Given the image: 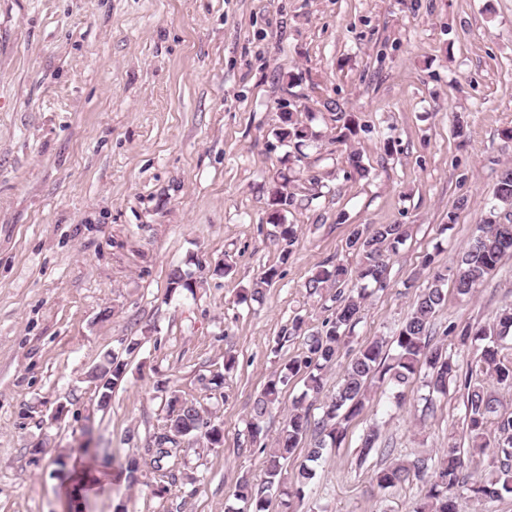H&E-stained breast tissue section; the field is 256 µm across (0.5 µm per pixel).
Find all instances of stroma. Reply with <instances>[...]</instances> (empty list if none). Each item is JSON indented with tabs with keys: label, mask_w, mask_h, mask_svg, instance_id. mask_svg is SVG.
I'll use <instances>...</instances> for the list:
<instances>
[{
	"label": "stroma",
	"mask_w": 512,
	"mask_h": 512,
	"mask_svg": "<svg viewBox=\"0 0 512 512\" xmlns=\"http://www.w3.org/2000/svg\"><path fill=\"white\" fill-rule=\"evenodd\" d=\"M327 100L356 136L340 138ZM288 111L310 139L279 141ZM510 165L512 0H0V512H227L289 408L321 417L343 372L317 395L294 380L251 433L254 399L302 347L279 343L282 327L300 315L317 329L334 310L307 280L357 266L355 229L405 225L349 341L392 336L427 284L425 255L451 264ZM285 178L290 247L269 219ZM176 268L196 288H171ZM511 304L508 255L435 325H487ZM128 346L99 407L88 374ZM173 393L223 423V447L190 444L162 495L150 467L132 485L104 474L105 455L144 459ZM428 394L421 373L400 391L375 383L304 498L269 512H412L420 482L382 490L374 472L462 443L459 392L431 414ZM373 427L391 453L359 461Z\"/></svg>",
	"instance_id": "35a3bbf8"
}]
</instances>
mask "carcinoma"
Instances as JSON below:
<instances>
[{"mask_svg": "<svg viewBox=\"0 0 512 512\" xmlns=\"http://www.w3.org/2000/svg\"><path fill=\"white\" fill-rule=\"evenodd\" d=\"M282 142L305 139L308 130L292 119L289 112L282 113V125L276 132ZM494 198L498 206L489 210L483 224L471 238L467 248L449 268L435 265L434 256L425 259L429 268V283L415 296L412 310L397 334L388 341L375 338L352 351L337 383L336 392L324 406L320 418H312L309 408L297 404L288 413L271 448L262 447L263 479L256 483L247 476L236 485L234 498L241 506L229 512H268L272 495L280 491L285 482L283 469L288 458L309 442L307 458L317 461L327 445L337 446L346 436L345 425L361 414L369 400V388L375 378H388L395 386L407 384L421 370H427L429 392L445 395L450 383L462 387L465 433L468 447L452 446L438 460L418 457L410 463L390 464L374 473V480L382 489L395 488L410 477L422 482L420 497L412 512H457L455 491L464 488L480 499L497 500L512 496V411L501 409L495 392L485 382L490 378L500 385L512 386V363L502 355V341L512 336V308H505L490 327L475 329L469 325H448L443 335L452 336L460 345L482 342L480 353L461 371L459 363L444 347L434 343L435 315L445 306L448 279L462 276L453 285L460 296H471L495 270L503 256L512 253V221L501 222L498 209L512 208V167H506L497 181ZM292 195L288 181H283L272 193L270 220L279 224ZM407 237L402 224H377L356 229L348 238L347 249L359 257V267L351 270L343 263L317 271L306 283L309 294H319L325 288H336V309L332 318L321 328L309 333L305 320L295 317L282 328L278 340L288 342L303 338V350L291 358L282 370L273 374L252 407L250 427L272 414L280 403L283 390L297 378L304 379L307 390L316 394L323 389V372L330 368L345 347V331L359 320L361 303L366 297L369 282L377 288L387 286L390 256ZM395 344L396 354L387 353L388 344ZM135 345L121 352L106 354L97 370L112 373V386L123 379L127 361ZM198 436L206 446L217 447L222 442L220 423L206 414L197 403L187 397L173 395L168 401L166 423L154 439V447L146 449L149 464L158 472L159 482L172 476L184 449L177 439ZM379 434L371 429L361 437L360 459L369 456H387L390 448L376 447ZM489 457L487 474L470 478L465 471L467 462L475 457ZM313 468L303 465L293 474L290 497L301 496L314 478Z\"/></svg>", "mask_w": 512, "mask_h": 512, "instance_id": "cac0c4a2", "label": "carcinoma"}]
</instances>
